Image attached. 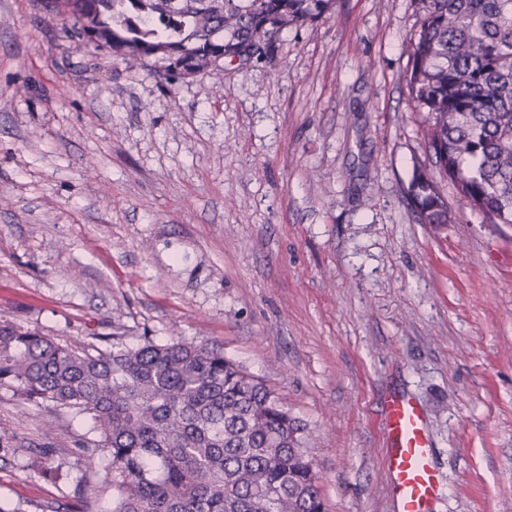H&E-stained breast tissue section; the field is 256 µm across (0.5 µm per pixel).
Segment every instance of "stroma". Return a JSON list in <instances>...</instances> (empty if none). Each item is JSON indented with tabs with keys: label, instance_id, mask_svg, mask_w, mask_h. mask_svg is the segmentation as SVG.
Returning a JSON list of instances; mask_svg holds the SVG:
<instances>
[{
	"label": "stroma",
	"instance_id": "1",
	"mask_svg": "<svg viewBox=\"0 0 512 512\" xmlns=\"http://www.w3.org/2000/svg\"><path fill=\"white\" fill-rule=\"evenodd\" d=\"M415 0H336L176 91L0 0V320L71 347L205 343L314 438L328 512H394L380 404L423 409L434 512H512V224L447 180L408 101ZM89 418L0 388V507L108 512ZM47 457L49 479L32 467ZM441 194L435 174L419 168L409 187L411 205L419 223L432 224L434 229L448 224V207L440 203Z\"/></svg>",
	"mask_w": 512,
	"mask_h": 512
}]
</instances>
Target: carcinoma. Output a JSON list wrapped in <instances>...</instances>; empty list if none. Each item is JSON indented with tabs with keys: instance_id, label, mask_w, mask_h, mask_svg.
Segmentation results:
<instances>
[{
	"instance_id": "obj_1",
	"label": "carcinoma",
	"mask_w": 512,
	"mask_h": 512,
	"mask_svg": "<svg viewBox=\"0 0 512 512\" xmlns=\"http://www.w3.org/2000/svg\"><path fill=\"white\" fill-rule=\"evenodd\" d=\"M407 88L438 173L490 224H512V0H415ZM335 0H42L69 37L174 85L229 57L273 55ZM421 224L449 222L436 176L409 187ZM0 386L91 415L85 469L112 462V512H325L312 437L275 389L192 342L90 353L0 324Z\"/></svg>"
}]
</instances>
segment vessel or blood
Instances as JSON below:
<instances>
[{
  "label": "vessel or blood",
  "instance_id": "1",
  "mask_svg": "<svg viewBox=\"0 0 512 512\" xmlns=\"http://www.w3.org/2000/svg\"><path fill=\"white\" fill-rule=\"evenodd\" d=\"M387 490L396 512H432L441 493L433 442L420 406L393 394L382 403Z\"/></svg>",
  "mask_w": 512,
  "mask_h": 512
}]
</instances>
